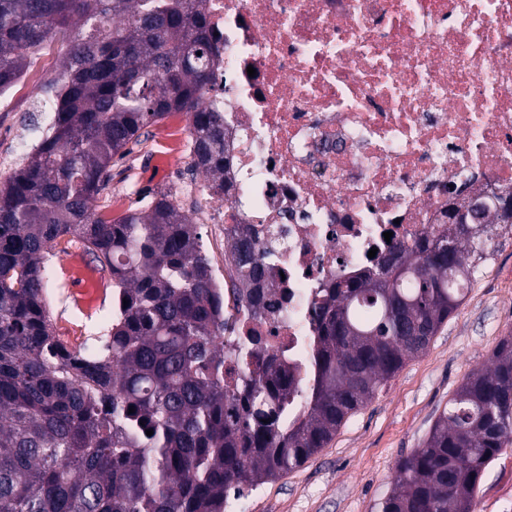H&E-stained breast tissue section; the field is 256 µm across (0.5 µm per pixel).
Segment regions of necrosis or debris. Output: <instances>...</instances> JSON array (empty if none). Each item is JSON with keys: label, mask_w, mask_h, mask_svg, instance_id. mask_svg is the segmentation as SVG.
Masks as SVG:
<instances>
[{"label": "necrosis or debris", "mask_w": 512, "mask_h": 512, "mask_svg": "<svg viewBox=\"0 0 512 512\" xmlns=\"http://www.w3.org/2000/svg\"><path fill=\"white\" fill-rule=\"evenodd\" d=\"M224 114L209 216L274 272L252 325L303 359L319 288L512 191V0H205Z\"/></svg>", "instance_id": "4bbe7bcc"}]
</instances>
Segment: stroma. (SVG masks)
<instances>
[{"label":"stroma","mask_w":512,"mask_h":512,"mask_svg":"<svg viewBox=\"0 0 512 512\" xmlns=\"http://www.w3.org/2000/svg\"><path fill=\"white\" fill-rule=\"evenodd\" d=\"M62 41L47 42L22 78L0 98V176L30 150L31 127L41 115L36 94L55 70ZM188 128L174 113L149 126L139 145L114 159L111 177L96 202L110 219L144 207L153 193L168 191L192 213L216 277H223L221 245L207 222L203 176L191 170L190 156L174 159L164 134ZM44 293L57 335L83 345L112 323V278L67 235L44 254ZM493 274L477 272L463 303L449 316L427 351L409 361L337 432L327 447L276 481L232 500L233 512H376L391 489L399 459L422 445L436 418L468 373L491 364L492 352L512 334V239L499 240L489 260ZM477 512H512V450L499 455L484 473Z\"/></svg>","instance_id":"35a3bbf8"}]
</instances>
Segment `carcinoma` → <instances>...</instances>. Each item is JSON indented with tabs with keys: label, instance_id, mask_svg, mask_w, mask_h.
Masks as SVG:
<instances>
[{
	"label": "carcinoma",
	"instance_id": "obj_1",
	"mask_svg": "<svg viewBox=\"0 0 512 512\" xmlns=\"http://www.w3.org/2000/svg\"><path fill=\"white\" fill-rule=\"evenodd\" d=\"M204 0H0V96L69 34L38 89L48 123L0 181V512H226L305 463L423 354L487 259L512 194L326 286L298 364L224 316V288L192 217L168 192L106 220L112 159L183 112L192 167L224 190V118L202 107L213 55ZM72 234L112 275V327L67 350L44 300L43 254ZM236 307L255 319L271 279L248 232L225 251ZM128 305H123V300ZM305 371V383L294 373ZM134 412H129V408ZM153 434L146 435V430ZM512 446V336L401 458L378 512H473Z\"/></svg>",
	"mask_w": 512,
	"mask_h": 512
}]
</instances>
